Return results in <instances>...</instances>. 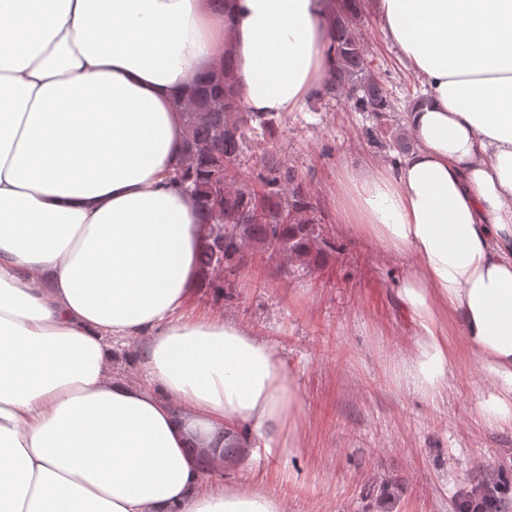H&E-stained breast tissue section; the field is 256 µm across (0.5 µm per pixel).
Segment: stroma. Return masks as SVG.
<instances>
[{
  "mask_svg": "<svg viewBox=\"0 0 512 512\" xmlns=\"http://www.w3.org/2000/svg\"><path fill=\"white\" fill-rule=\"evenodd\" d=\"M371 69L403 117L422 87L403 65L376 15L364 21ZM369 121L345 102L321 95L282 120L274 139L252 150L233 173L252 185L262 154L286 160L309 189L324 234L338 248L313 272H288L261 249L239 278L232 306L200 289L186 315L225 314L266 338L298 381L301 448L204 474V483L258 485L285 512H456L464 494L499 476L496 512H512V430L480 421L486 382L461 358L446 402L398 389L390 368L408 350L410 325L394 283L407 262L381 255L341 222L336 200L343 172L384 151L362 135Z\"/></svg>",
  "mask_w": 512,
  "mask_h": 512,
  "instance_id": "obj_1",
  "label": "stroma"
}]
</instances>
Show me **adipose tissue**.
<instances>
[{"label":"adipose tissue","instance_id":"ef3b65f1","mask_svg":"<svg viewBox=\"0 0 512 512\" xmlns=\"http://www.w3.org/2000/svg\"><path fill=\"white\" fill-rule=\"evenodd\" d=\"M423 91L397 167L344 172L336 209L382 255L413 336L398 388L436 403L462 354L512 429V0H372ZM329 0H0V512H284L206 486L191 451L295 449L268 342L184 319L206 230L171 179L179 101L232 52L244 108L285 116L333 62ZM135 341L139 380L113 373Z\"/></svg>","mask_w":512,"mask_h":512}]
</instances>
